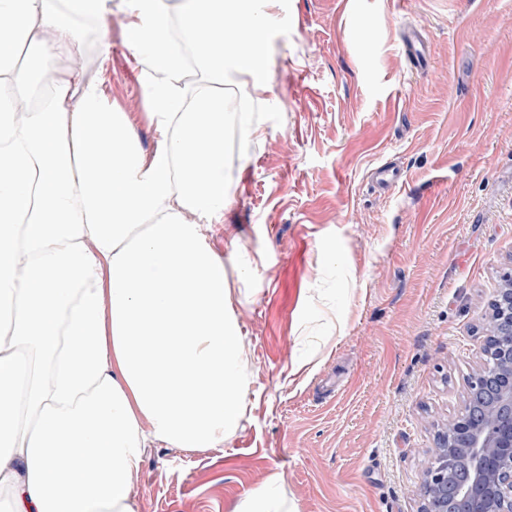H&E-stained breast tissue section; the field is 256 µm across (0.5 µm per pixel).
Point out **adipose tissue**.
<instances>
[{"label":"adipose tissue","mask_w":512,"mask_h":512,"mask_svg":"<svg viewBox=\"0 0 512 512\" xmlns=\"http://www.w3.org/2000/svg\"><path fill=\"white\" fill-rule=\"evenodd\" d=\"M141 69L146 152L83 69L77 20L112 0H0V512H135L146 448L223 446L246 366L223 257L216 82L264 80L254 0H121ZM194 68L185 85L180 75ZM275 473L233 512H296Z\"/></svg>","instance_id":"1"}]
</instances>
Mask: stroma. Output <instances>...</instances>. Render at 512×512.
<instances>
[{
  "label": "stroma",
  "instance_id": "obj_1",
  "mask_svg": "<svg viewBox=\"0 0 512 512\" xmlns=\"http://www.w3.org/2000/svg\"><path fill=\"white\" fill-rule=\"evenodd\" d=\"M258 5L265 83L223 85L256 132L225 135L229 201L207 232L242 330L247 419L219 448L146 449L130 493L137 512H232L279 471L298 512H417L512 273V0ZM127 22L85 23L89 52L60 67L101 79L149 149ZM416 26L418 75L402 45ZM386 161L407 180L381 197L368 181ZM319 344L320 367L293 373ZM427 40L418 29H407L405 31V44L407 57L415 69L424 71L428 66Z\"/></svg>",
  "mask_w": 512,
  "mask_h": 512
}]
</instances>
